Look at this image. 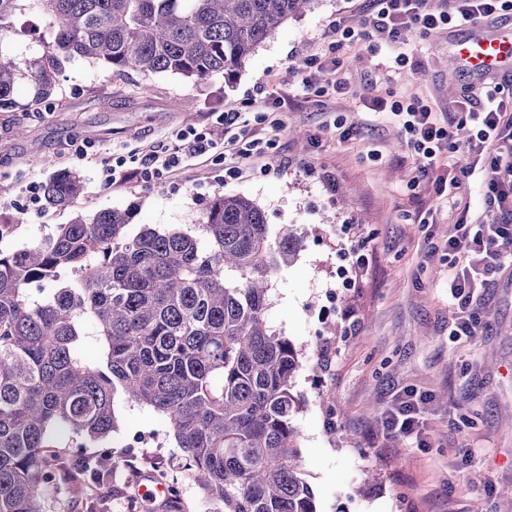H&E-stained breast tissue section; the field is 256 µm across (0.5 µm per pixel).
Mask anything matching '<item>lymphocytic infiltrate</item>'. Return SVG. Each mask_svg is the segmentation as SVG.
Returning <instances> with one entry per match:
<instances>
[{"instance_id":"obj_1","label":"lymphocytic infiltrate","mask_w":512,"mask_h":512,"mask_svg":"<svg viewBox=\"0 0 512 512\" xmlns=\"http://www.w3.org/2000/svg\"><path fill=\"white\" fill-rule=\"evenodd\" d=\"M509 18L512 0H451L447 5L440 0H369L367 22L380 39L392 42L409 27L427 33L483 19ZM370 108L397 119L422 176L447 160L455 127L470 129L469 170L479 176V196L486 217L475 220L468 211H461L455 233L448 239V251L453 255L448 273L453 310L449 329L454 336L476 335L481 318L474 306L475 294L487 287L499 270L512 266V85L488 83L480 101L461 95L455 111L445 118L420 101L406 105L377 96ZM215 125L213 133L193 128L178 131L170 147L147 150L133 168L122 155L103 159L104 185L159 181L172 175L183 161L218 148L225 156L242 160L260 154L262 141L256 129L243 121L241 112L224 111L216 117ZM424 402V397L414 395L398 402L387 416L389 430L395 436L421 441Z\"/></svg>"}]
</instances>
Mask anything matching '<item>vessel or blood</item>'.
<instances>
[{"instance_id":"obj_1","label":"vessel or blood","mask_w":512,"mask_h":512,"mask_svg":"<svg viewBox=\"0 0 512 512\" xmlns=\"http://www.w3.org/2000/svg\"><path fill=\"white\" fill-rule=\"evenodd\" d=\"M448 49L465 72L480 79L512 72V31L489 32L480 27L469 28L465 35L450 38Z\"/></svg>"}]
</instances>
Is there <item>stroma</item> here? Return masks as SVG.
Segmentation results:
<instances>
[{
  "mask_svg": "<svg viewBox=\"0 0 512 512\" xmlns=\"http://www.w3.org/2000/svg\"><path fill=\"white\" fill-rule=\"evenodd\" d=\"M24 8L32 32L0 39V55L20 63L40 57L52 39L34 0ZM366 15L367 0H312L230 82L220 75L196 83L170 73L118 74L75 57L62 62L49 99L34 101L30 85L20 83L19 109L0 112V249L48 237L77 212L89 218L131 208L134 225L193 232L215 193L252 199L271 231L291 224L305 234L296 261L270 278L266 315L303 353L292 389L302 404L294 424L318 512H473L478 501L484 512H512V500L499 495L512 487V267L480 291L477 335L449 336L450 204L477 205L476 180L463 179L450 202L430 195L440 168L418 177L399 125L364 105L389 94L448 113L462 93L482 96L483 86L447 67L445 30L407 29L396 44L363 34L349 42L333 30L340 21L362 33ZM401 53L409 57L403 67L394 62ZM316 55L340 59L344 93L293 97ZM228 108L252 124L269 111L281 121L261 130L270 146L241 162L239 174L227 173L214 151L157 185L103 184V158L145 150L181 129L209 128ZM63 169L83 182L72 206L32 209L27 184ZM429 208L433 223H420ZM340 266L358 274L350 287L335 278ZM333 289L339 299L332 305L326 296ZM407 391L429 399L423 448L391 438L384 421L365 412L373 400L388 410ZM115 409L125 427L81 450L117 462L108 499L99 501L91 482L82 497L73 496L64 476L44 512H151L139 489L158 464L168 482L184 487L168 512H206L167 434L149 448L127 447L133 432L156 429L151 410L123 399Z\"/></svg>",
  "mask_w": 512,
  "mask_h": 512,
  "instance_id": "obj_1",
  "label": "stroma"
}]
</instances>
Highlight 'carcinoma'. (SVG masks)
<instances>
[{"label": "carcinoma", "mask_w": 512, "mask_h": 512, "mask_svg": "<svg viewBox=\"0 0 512 512\" xmlns=\"http://www.w3.org/2000/svg\"><path fill=\"white\" fill-rule=\"evenodd\" d=\"M24 0H0V39ZM54 40L24 63L0 56V112L26 80L37 100L57 85L60 58L113 71L233 80L255 49L312 0H37ZM80 177L45 183L69 207ZM111 208L41 240L0 249V512H43L55 478L110 473L83 448L119 431L115 401L148 407L170 427L207 512H317L301 477V353L268 326L271 273L293 263L304 236L270 231L263 210L216 193L200 234L141 225Z\"/></svg>", "instance_id": "1"}]
</instances>
